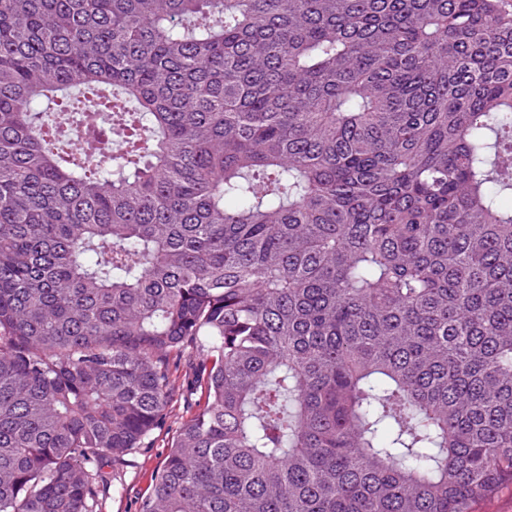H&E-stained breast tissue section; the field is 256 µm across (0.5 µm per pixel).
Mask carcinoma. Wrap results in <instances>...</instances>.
I'll return each mask as SVG.
<instances>
[{"mask_svg": "<svg viewBox=\"0 0 512 512\" xmlns=\"http://www.w3.org/2000/svg\"><path fill=\"white\" fill-rule=\"evenodd\" d=\"M504 197L512 0H0V512H100L194 352L138 512H473Z\"/></svg>", "mask_w": 512, "mask_h": 512, "instance_id": "obj_1", "label": "carcinoma"}]
</instances>
